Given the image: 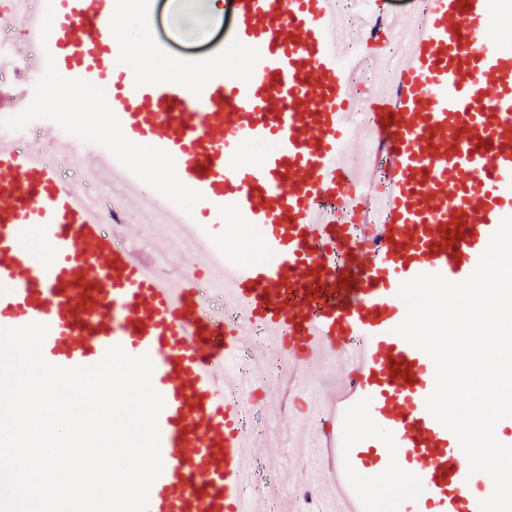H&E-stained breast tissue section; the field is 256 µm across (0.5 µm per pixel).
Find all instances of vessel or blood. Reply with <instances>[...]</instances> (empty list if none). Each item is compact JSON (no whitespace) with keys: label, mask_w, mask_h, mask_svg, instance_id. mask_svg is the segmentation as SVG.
Wrapping results in <instances>:
<instances>
[{"label":"vessel or blood","mask_w":512,"mask_h":512,"mask_svg":"<svg viewBox=\"0 0 512 512\" xmlns=\"http://www.w3.org/2000/svg\"><path fill=\"white\" fill-rule=\"evenodd\" d=\"M0 35L23 28L30 67L51 61L77 90L112 98L121 140L81 144L82 165L113 177L112 209L163 211L177 229L105 225L75 185L40 160L58 138L51 112H30L38 137L0 134V328H49L44 358L92 366L121 346L152 361L162 472L146 512H270L247 489L252 448L241 393L262 364L256 329L278 340L290 369L341 357L350 369L327 396L329 420L299 477L331 474L347 512H372L359 473L384 476L401 458L422 494L416 512H488L472 492L459 440L427 409L432 360L395 334L399 285L421 274L460 282L475 270L502 220L512 216V51L491 36V0H414L421 22L394 89L373 111L390 213L346 235L332 208L347 196L374 205L355 162L348 110L355 97L342 63L334 0H224L236 44L255 47L252 78L196 56L202 78L148 82L120 60L114 0H23ZM49 32H42V19ZM257 148L248 165L241 143ZM167 161L180 199L150 181L137 158ZM261 244L252 263L223 248L225 213ZM216 274L244 315L209 311L201 273ZM351 286H341L342 278ZM405 367L396 377L392 368ZM363 419V431L350 422Z\"/></svg>","instance_id":"1"}]
</instances>
